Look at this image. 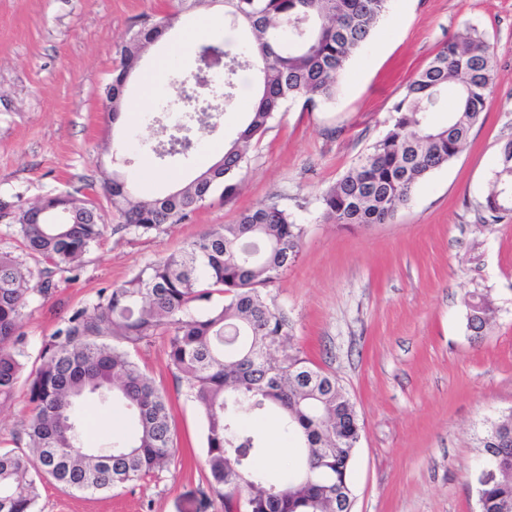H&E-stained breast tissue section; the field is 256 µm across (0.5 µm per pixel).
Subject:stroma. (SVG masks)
Wrapping results in <instances>:
<instances>
[{
    "label": "stroma",
    "mask_w": 512,
    "mask_h": 512,
    "mask_svg": "<svg viewBox=\"0 0 512 512\" xmlns=\"http://www.w3.org/2000/svg\"><path fill=\"white\" fill-rule=\"evenodd\" d=\"M175 0H0V200L27 204L59 192L87 197L104 218L99 245L77 278L33 296L23 321L27 368L44 341L101 289L121 284L212 227L270 200L307 233L296 261L270 289L293 323L291 345L336 375L356 405L361 440L350 473L353 512H477L471 479L488 421L512 411V215L482 226L500 145L512 139V0H392L368 44L349 62L332 103L286 104L249 151L238 194L213 193L189 220L163 232L115 230L101 190L113 161L140 192L157 195L192 180L201 153L157 159L151 145L175 73H190L178 43L197 14L183 15L145 54L143 69L166 56L150 87L129 82L138 106L112 123L104 94L116 51L143 14L173 11ZM475 28L494 52L495 79L484 121L468 147L413 192L390 224L340 227L318 198L386 131L407 81L448 36ZM253 72L239 70V111L206 131L209 143L235 138L249 107ZM484 294L498 309L481 339L466 329L464 300ZM133 360L168 397L174 462L160 478L110 493L47 484L39 512H191L205 486L203 417L168 364L167 339L132 349ZM25 388L0 410V448L24 451Z\"/></svg>",
    "instance_id": "obj_1"
}]
</instances>
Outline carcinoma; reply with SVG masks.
<instances>
[{
  "instance_id": "carcinoma-1",
  "label": "carcinoma",
  "mask_w": 512,
  "mask_h": 512,
  "mask_svg": "<svg viewBox=\"0 0 512 512\" xmlns=\"http://www.w3.org/2000/svg\"><path fill=\"white\" fill-rule=\"evenodd\" d=\"M224 17L242 30L238 51L204 38L193 57L212 55L224 64V111L233 113L235 76L243 68L257 77L255 103L224 155L183 187L164 195L138 193L117 171L103 191L120 228L142 234L163 231L193 216L222 189L232 198L249 150L290 101L314 108L333 100L352 56L373 37L390 0H223ZM214 6V0H177L174 12L135 23L119 50V66L106 87L112 119L124 112L123 86L140 69L144 53L160 42L181 15ZM494 80V55L484 33L471 29L449 38L407 84L395 115L380 137L319 197L322 214L339 225L384 224L411 200L414 189L469 144L482 118ZM455 105L447 123L432 113L448 94ZM205 111L185 137L211 127ZM152 152L163 160L182 154L171 129ZM512 139L499 151L484 225L512 213ZM68 213L66 224L35 222L32 211ZM0 220L15 226L26 252L44 263L37 282L22 261L0 251V409L12 399L25 370L22 322L31 296H48L56 276L77 274L100 240L105 224L97 207L70 193L25 205L0 202ZM305 225L275 202L242 212L163 256L121 285L103 289L92 307L74 311L40 352V365L26 379L31 414L24 429L26 451L0 450V512H38L39 485L53 481L80 492H111L157 478L174 458L169 401L131 358L130 349L167 337L168 361L204 421L208 486L199 490L195 512L218 498L224 512H328L336 488H349L361 427L355 404L335 375L287 349L288 314L268 288L297 258ZM222 300H214V295ZM466 328L484 335L497 308L483 295L464 301ZM121 404L135 421L132 437L110 436L97 448L84 446V402ZM268 412L296 454L292 475L273 482L259 464L264 452L253 423ZM512 431V418L486 426L478 440L481 461L493 460L495 437ZM477 492L482 512H512V477L484 482Z\"/></svg>"
}]
</instances>
